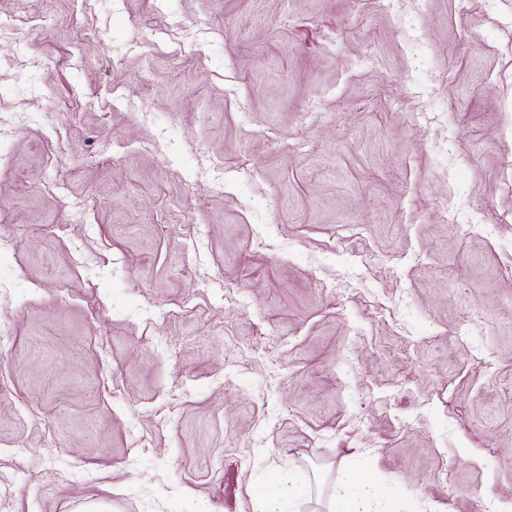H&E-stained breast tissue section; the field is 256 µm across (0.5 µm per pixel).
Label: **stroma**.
I'll use <instances>...</instances> for the list:
<instances>
[{
  "mask_svg": "<svg viewBox=\"0 0 512 512\" xmlns=\"http://www.w3.org/2000/svg\"><path fill=\"white\" fill-rule=\"evenodd\" d=\"M0 512H512V0H0ZM370 496V491H365L364 495L360 497H352L345 494H336L330 503L329 512H371L366 507L367 499Z\"/></svg>",
  "mask_w": 512,
  "mask_h": 512,
  "instance_id": "stroma-1",
  "label": "stroma"
}]
</instances>
